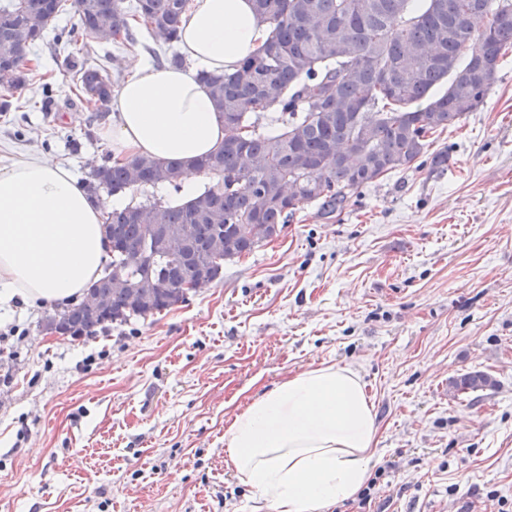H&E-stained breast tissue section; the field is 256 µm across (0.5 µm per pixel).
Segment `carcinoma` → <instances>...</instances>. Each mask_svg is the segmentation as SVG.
Segmentation results:
<instances>
[{"label":"carcinoma","mask_w":512,"mask_h":512,"mask_svg":"<svg viewBox=\"0 0 512 512\" xmlns=\"http://www.w3.org/2000/svg\"><path fill=\"white\" fill-rule=\"evenodd\" d=\"M188 0H5L0 3V87L27 86L29 49L51 23L72 10L79 25L67 42L134 41L131 21L168 43L177 41ZM269 23L265 44L233 72L202 70L224 144L196 162L216 182L187 203L154 200L107 214L112 241L103 275L89 293L109 312L82 304L50 316L71 335L95 337L111 323L167 312L185 302L180 286L221 278L224 262L278 236L288 218L315 205L324 218L350 196L425 156L448 167L446 151L430 153L433 136L484 105L499 66L512 51V0H252ZM77 98L98 114L112 98L102 63L73 62ZM277 110L279 126L261 124ZM182 163L137 156L104 162L89 186L123 194L139 186H177ZM189 229V234L180 233ZM207 275L200 277V269ZM119 274L125 287L113 285ZM141 292L131 298V289ZM494 386L474 371L452 380L455 393Z\"/></svg>","instance_id":"1"}]
</instances>
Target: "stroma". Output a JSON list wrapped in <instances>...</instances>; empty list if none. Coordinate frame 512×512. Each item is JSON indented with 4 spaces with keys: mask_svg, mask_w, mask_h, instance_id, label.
Segmentation results:
<instances>
[{
    "mask_svg": "<svg viewBox=\"0 0 512 512\" xmlns=\"http://www.w3.org/2000/svg\"><path fill=\"white\" fill-rule=\"evenodd\" d=\"M92 48L120 84L133 56L175 51L143 32ZM31 55L0 168L87 182L112 116L71 93L70 48ZM433 147L446 169L391 174L331 219L305 207L161 315L80 340L46 332V306L0 315V512H273L237 481L225 425L323 363L358 370L378 423L375 498L328 512H512V57ZM477 370L492 389L449 391Z\"/></svg>",
    "mask_w": 512,
    "mask_h": 512,
    "instance_id": "stroma-1",
    "label": "stroma"
}]
</instances>
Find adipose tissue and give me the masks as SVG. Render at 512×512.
Returning <instances> with one entry per match:
<instances>
[{"instance_id": "ef3b65f1", "label": "adipose tissue", "mask_w": 512, "mask_h": 512, "mask_svg": "<svg viewBox=\"0 0 512 512\" xmlns=\"http://www.w3.org/2000/svg\"><path fill=\"white\" fill-rule=\"evenodd\" d=\"M270 34L251 0H190L177 49L188 68L136 62L112 98V158H176L180 200L207 180L194 160L217 151L224 122L197 70L238 68ZM120 197L93 199L68 169L43 161L0 170V304L81 299L107 258L103 215ZM378 425L349 366L290 375L236 414L224 445L237 480L273 512H326L356 499L370 476Z\"/></svg>"}]
</instances>
